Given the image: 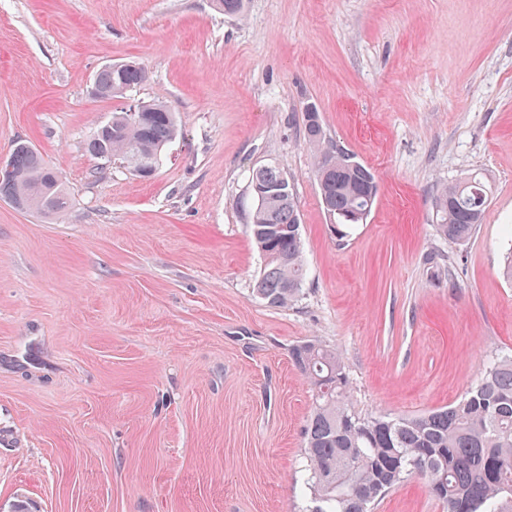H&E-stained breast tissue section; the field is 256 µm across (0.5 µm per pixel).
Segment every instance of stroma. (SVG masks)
<instances>
[{"instance_id":"obj_1","label":"stroma","mask_w":512,"mask_h":512,"mask_svg":"<svg viewBox=\"0 0 512 512\" xmlns=\"http://www.w3.org/2000/svg\"><path fill=\"white\" fill-rule=\"evenodd\" d=\"M138 62L124 98L104 65ZM156 98L182 134L149 178L91 156L115 110ZM374 172L344 241L304 138ZM34 146L65 182L52 221L0 199V512H305L313 403L289 350L338 349L365 415L455 402L512 356V0H0V158ZM281 163L308 277L252 294L248 177ZM484 174L466 243L437 237L441 187ZM447 263L432 267L435 256ZM374 512H443L418 481ZM119 65L118 69L113 68ZM108 66L112 67V64ZM113 67L112 70L102 68L95 75L100 88L99 98H123L126 92L146 80L145 71L133 61H128L124 64H113Z\"/></svg>"}]
</instances>
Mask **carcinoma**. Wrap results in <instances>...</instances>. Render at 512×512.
Wrapping results in <instances>:
<instances>
[{
  "mask_svg": "<svg viewBox=\"0 0 512 512\" xmlns=\"http://www.w3.org/2000/svg\"><path fill=\"white\" fill-rule=\"evenodd\" d=\"M245 0H214L226 15L243 13ZM95 78L100 97L122 98L146 80L128 61L102 68ZM140 121L124 110L99 127L87 143L92 156L107 153L139 175L151 158L178 134L167 102L139 104ZM304 136L313 151L324 210L336 221V238L347 237L351 212L369 215L366 187L376 183L362 164L347 168L337 145L325 140L321 119L306 117ZM12 176L0 180V197L18 209L53 219L70 206L65 184L28 142L10 153ZM257 190L250 232L261 259L254 296L286 307L299 296L306 275L301 216L288 174L276 163L252 169ZM488 196L481 179L470 176L443 187L436 198V229L450 245H461L482 223ZM291 360L315 391L304 429L308 512H372L375 504L409 479L421 481L446 512H504L512 503V356L494 362L460 401L410 417L366 416L350 403V381L339 352L316 339L293 346Z\"/></svg>",
  "mask_w": 512,
  "mask_h": 512,
  "instance_id": "obj_1",
  "label": "carcinoma"
}]
</instances>
